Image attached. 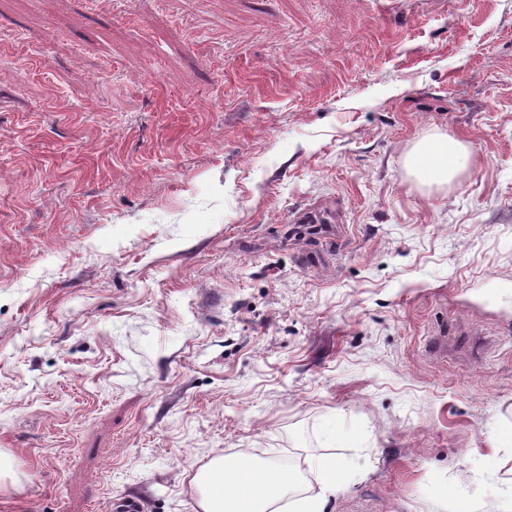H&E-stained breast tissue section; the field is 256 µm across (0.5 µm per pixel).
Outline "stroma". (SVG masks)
<instances>
[{"instance_id":"35a3bbf8","label":"stroma","mask_w":512,"mask_h":512,"mask_svg":"<svg viewBox=\"0 0 512 512\" xmlns=\"http://www.w3.org/2000/svg\"><path fill=\"white\" fill-rule=\"evenodd\" d=\"M0 453V512L290 454L324 512H512V0H0ZM467 146L460 140L444 135L420 142L412 152L413 173L429 184H448L461 170V160ZM344 473L335 463L320 467L318 483L319 491L309 494L291 503L293 512H323L328 496L336 493Z\"/></svg>"}]
</instances>
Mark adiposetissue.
Returning <instances> with one entry per match:
<instances>
[{
  "label": "adipose tissue",
  "instance_id": "1",
  "mask_svg": "<svg viewBox=\"0 0 512 512\" xmlns=\"http://www.w3.org/2000/svg\"><path fill=\"white\" fill-rule=\"evenodd\" d=\"M466 145L451 136H437L420 142L412 152L413 173L429 184L443 185L461 170ZM201 495V512H269L295 484L292 471L257 461L216 462L196 477Z\"/></svg>",
  "mask_w": 512,
  "mask_h": 512
}]
</instances>
